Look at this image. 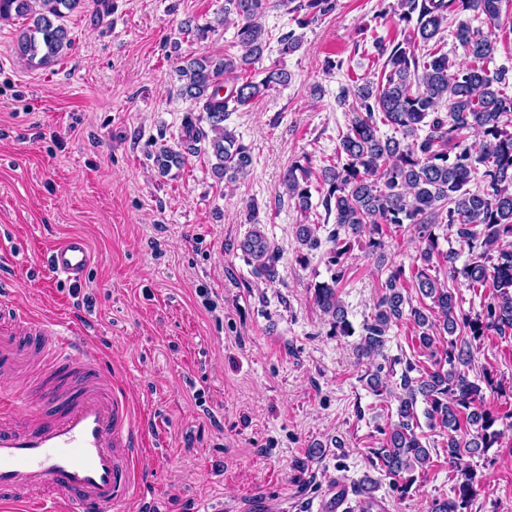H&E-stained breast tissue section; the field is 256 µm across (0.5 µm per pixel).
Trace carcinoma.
Instances as JSON below:
<instances>
[{
  "label": "carcinoma",
  "instance_id": "obj_1",
  "mask_svg": "<svg viewBox=\"0 0 512 512\" xmlns=\"http://www.w3.org/2000/svg\"><path fill=\"white\" fill-rule=\"evenodd\" d=\"M88 0H0V18L27 21L19 32L15 53L30 67H48L72 44L63 19L87 7ZM503 0H397L381 11L397 17L402 39L374 43L381 76L353 86L355 106L346 131L339 134L336 163L314 171L310 160L291 165L281 185L301 213L312 209V192L322 195L326 215L336 228L327 235L332 247L327 264L330 281L315 285L316 303L331 318L338 336L354 328L337 292L353 244L373 254L384 249V227L407 226L423 247L409 267L392 269L382 285L372 319L363 323L357 355L382 354L391 326L409 316L420 346L429 351L432 368L424 370L410 359L379 364L367 375L377 396L397 401V421L380 429V446L370 449L371 465L393 480L404 497L416 482L414 473L431 463V449L417 413L423 402L426 426L448 432L443 452L448 459L454 496L435 498L427 512H472L474 487L480 482L470 460L482 458L501 445L495 429L499 418H512L488 408L483 386L494 376L482 370L471 380L474 349L492 333L512 336V94L506 72L491 71ZM288 7L299 27L336 11V0H224L218 24L235 28L224 54H193L178 66L180 94L206 114L208 128L186 117L177 148L161 145L153 152L160 173L181 167L187 157L201 153L214 159L212 174L235 181L252 164L250 148L224 126L229 115L262 92L288 83L284 58L301 46L290 30L277 37L279 57L262 63L271 37L259 19L277 6ZM484 17L490 30L461 21L455 38L467 60L455 63L444 51L449 19L460 13ZM237 52L232 53L230 49ZM262 78L255 79V74ZM390 126L402 138L383 136L379 125ZM478 185L474 192L469 183ZM447 226L467 247L468 259L456 266L453 250L438 251L435 229ZM321 224L296 225V239L308 250L321 245ZM241 249L254 262L257 275L275 278L280 256L265 236L253 230ZM441 258L452 280H463L475 293L489 291L474 314L460 312L455 293L440 280ZM436 275H431V272ZM410 281L431 300L424 310L409 305L403 282ZM403 365L399 387H389L394 366Z\"/></svg>",
  "mask_w": 512,
  "mask_h": 512
}]
</instances>
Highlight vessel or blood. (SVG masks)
<instances>
[{
    "instance_id": "b4317fda",
    "label": "vessel or blood",
    "mask_w": 512,
    "mask_h": 512,
    "mask_svg": "<svg viewBox=\"0 0 512 512\" xmlns=\"http://www.w3.org/2000/svg\"><path fill=\"white\" fill-rule=\"evenodd\" d=\"M80 235L52 245L44 265L52 278L80 284L90 264ZM73 330L57 319L0 309V512H114L133 499L139 459L131 447L134 414L99 359L79 354ZM50 370L47 411L20 415L26 392L12 378L31 348Z\"/></svg>"
}]
</instances>
